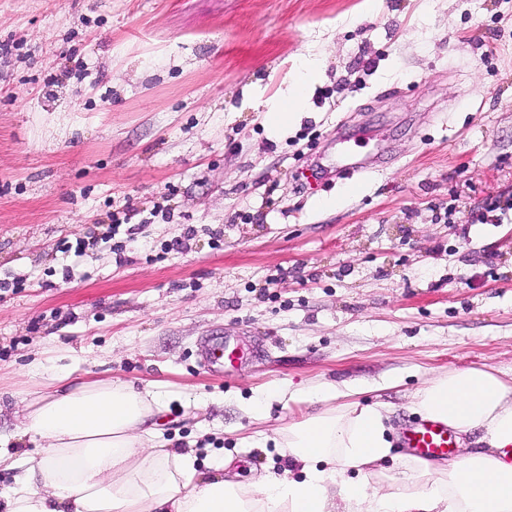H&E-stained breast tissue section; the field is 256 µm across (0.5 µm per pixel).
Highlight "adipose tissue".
Returning a JSON list of instances; mask_svg holds the SVG:
<instances>
[{
	"label": "adipose tissue",
	"mask_w": 512,
	"mask_h": 512,
	"mask_svg": "<svg viewBox=\"0 0 512 512\" xmlns=\"http://www.w3.org/2000/svg\"><path fill=\"white\" fill-rule=\"evenodd\" d=\"M320 75L315 59L303 62L265 113L271 131L296 120ZM358 394L331 383L255 391L247 411L259 418L274 397L313 410L273 440L300 465V478L268 471L243 484L199 478L197 457L165 441L143 447L138 427L164 408L157 385L92 381L64 368L24 405L33 450L17 453L14 435L0 432V472L14 474L0 512H512V382L467 367L416 391V413L472 440L445 465L393 455L387 407Z\"/></svg>",
	"instance_id": "obj_1"
}]
</instances>
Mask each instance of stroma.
<instances>
[{"label":"stroma","instance_id":"35a3bbf8","mask_svg":"<svg viewBox=\"0 0 512 512\" xmlns=\"http://www.w3.org/2000/svg\"><path fill=\"white\" fill-rule=\"evenodd\" d=\"M1 43V431L29 364L74 358L160 381L146 427L203 477L231 452L242 482L296 479L238 441L309 408L252 420L255 389L359 384L395 428L433 374L512 378V0H0ZM343 150L374 159L363 182ZM208 336L260 359L208 372ZM321 66L313 58L306 59L288 86V91L279 101L265 112L267 126L273 132H280L293 123L307 99L311 86L319 79Z\"/></svg>","mask_w":512,"mask_h":512}]
</instances>
